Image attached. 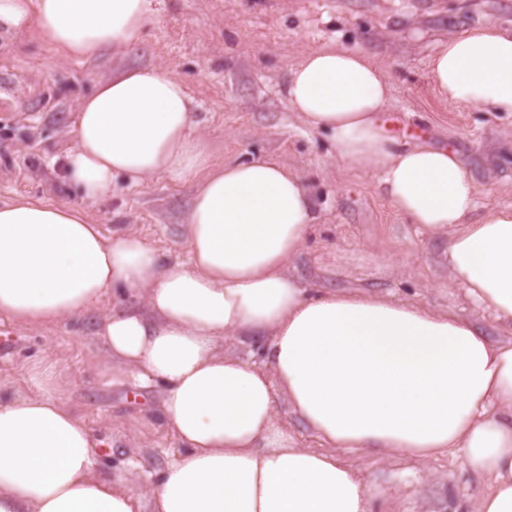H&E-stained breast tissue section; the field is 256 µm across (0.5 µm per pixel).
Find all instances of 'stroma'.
Here are the masks:
<instances>
[{"instance_id":"obj_1","label":"stroma","mask_w":512,"mask_h":512,"mask_svg":"<svg viewBox=\"0 0 512 512\" xmlns=\"http://www.w3.org/2000/svg\"><path fill=\"white\" fill-rule=\"evenodd\" d=\"M481 23L512 28V0H165L138 46L93 59L65 57L29 31L1 32L0 204H79L63 174L81 100L113 71L161 64L184 82L216 160L270 156L300 170L317 212L294 262L306 287L415 301L501 336L450 282L444 240L419 234L373 176L337 164L328 135L304 129L279 91L303 52L330 42L360 46L393 76L390 114L456 150L480 208L511 206L512 113L448 104L427 75L443 36ZM194 190L164 176L136 186L119 178L88 213L105 233L134 231L166 259L183 260ZM111 308L107 296L84 318L37 328L0 318L15 341L0 360V397L51 392L87 423L105 474H124L132 459L157 471L182 444L163 417L159 389L103 370L96 329ZM350 460L385 491L389 512H467L483 487L459 452L424 463L369 452Z\"/></svg>"}]
</instances>
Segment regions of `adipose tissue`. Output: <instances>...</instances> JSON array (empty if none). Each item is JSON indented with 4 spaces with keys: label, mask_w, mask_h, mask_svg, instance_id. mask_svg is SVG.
I'll list each match as a JSON object with an SVG mask.
<instances>
[{
    "label": "adipose tissue",
    "mask_w": 512,
    "mask_h": 512,
    "mask_svg": "<svg viewBox=\"0 0 512 512\" xmlns=\"http://www.w3.org/2000/svg\"><path fill=\"white\" fill-rule=\"evenodd\" d=\"M157 5L0 0V30H36L86 59L139 44ZM428 74L445 101L512 112V28L439 41ZM391 88L372 55L338 43L304 53L282 84L340 165L374 175L397 213L446 237L451 282L512 330V208L479 212L455 153L392 138L380 121ZM194 113L165 67L115 71L83 99L65 161L89 202L119 177L200 176L187 259L167 260L131 231L106 236L79 206L0 205V316L76 319L112 294L98 331L104 365L162 386L185 448L160 472L133 461L104 477L88 427L62 403L0 399V512H372L382 490L343 459L366 449L418 462L463 450L486 482L469 512H512V343L414 302L309 292L290 269L316 221L301 173L267 156L212 164ZM226 338L259 342L262 363L219 352ZM283 404L322 451L297 446Z\"/></svg>",
    "instance_id": "1"
}]
</instances>
